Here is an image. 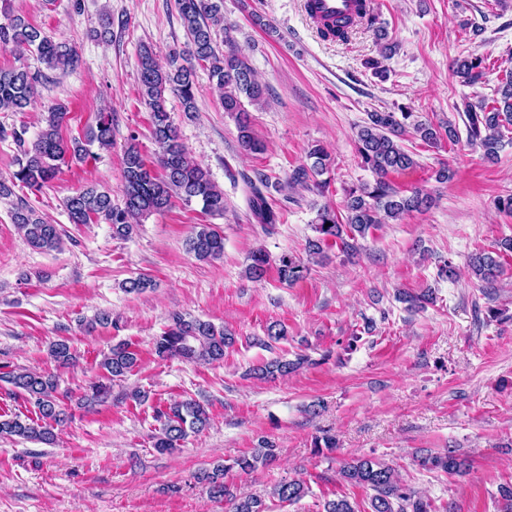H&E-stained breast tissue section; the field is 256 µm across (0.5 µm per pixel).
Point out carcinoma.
Instances as JSON below:
<instances>
[{
    "mask_svg": "<svg viewBox=\"0 0 512 512\" xmlns=\"http://www.w3.org/2000/svg\"><path fill=\"white\" fill-rule=\"evenodd\" d=\"M178 15L187 41L180 49H172L160 62L151 46H140L137 60L140 99L151 114V135L158 148L157 165L161 173L153 172L147 165L136 143L126 147L123 164L122 201L112 200V192L89 185L65 198L64 206L73 224H89L103 220L112 225V236L127 238L135 225L147 216L162 211L178 198L187 204L196 202L211 215H224V191L211 179L208 172L188 156L177 126L167 110V94L178 97L182 111L190 115L197 111V68L208 71L219 92L224 112L234 118L237 143L242 153L252 155L264 150L256 137L250 116L245 107L249 103L259 106L264 100V88L257 79L247 59L239 54L232 36V26L224 21V0H176ZM0 49L23 47L37 55L49 70L65 71L78 61V52L66 41H55L45 36L35 26L12 14L10 0H0ZM373 24L374 17L367 16L364 0H359L357 18L346 17L326 23L319 29L327 40L348 41L361 19ZM224 33V47L216 41L217 32ZM455 76L462 82L475 85L483 77V58L470 54L458 57L452 63ZM38 75L27 67H0V111H25L33 102ZM499 97L489 101L481 98L475 102H462L466 141L479 149L489 163L498 161L504 146V130L512 126V78L497 90ZM66 104H55L47 112L45 127L28 144L23 134L13 132L19 148L17 170L10 179H0V199L15 196L18 185L39 191L55 179L60 165L82 162L90 155V147H112V112L103 108L96 123L89 126L83 136L66 140L61 130L66 123ZM368 120L361 126L355 139L356 151L362 166L375 175L374 183L362 182L345 190L343 209L345 218L328 204L318 208L312 223L316 236L308 241V254L322 261L328 249L336 245L348 255L354 248L356 237H365L384 219L401 220L406 215L420 211L430 204V198L418 189L405 195L399 194L387 181L393 172H403L417 166L412 153L402 144L403 137L413 132L426 144L436 145L443 140L454 144L460 133L452 121L437 126L414 119V113L369 112ZM307 157L310 163L293 170L288 187H302L322 194L329 188L323 175L329 172L330 155L320 145L312 146ZM247 201L251 214L259 224H278L281 217L274 209L271 191L278 190V183L262 173L245 180ZM11 218L21 230L27 243L38 250L52 251L61 247L62 238L57 225L48 223L23 199L12 204ZM188 251L200 261L218 260L224 255V236L210 224H201L187 240ZM512 252V239L498 242L496 252H478L470 256L468 266L474 276L492 285L503 272L501 253ZM270 259L260 248L251 252L245 269L248 278H264ZM309 266L292 255L278 260V273L282 281L293 284L306 277ZM399 301L407 308L420 309L433 302L430 290L418 294L402 292ZM234 343V336L224 327L209 321L188 318L181 314L171 317V325L159 336L154 345L155 354L165 359L182 357L207 363L224 360V350ZM49 355L61 365L73 359L69 344L64 340L49 346ZM138 361L137 353L126 343L112 346L104 358L102 368L109 379L123 377L132 371ZM309 358L299 355L293 360L274 358L254 366L251 375L259 379L285 376L300 369ZM4 380L28 395L35 407L36 418L15 415L0 418V437L17 436L23 439L50 444L54 440L55 426L66 417V409L55 396L57 383L53 375L28 369L12 370ZM161 422L160 434L154 436V448L161 453H171L191 433L204 431L210 416L204 405L187 399L174 401L156 411ZM274 448L268 444L257 451L243 455L231 464L220 461L199 472L197 479L207 485L210 495L228 502L230 512H265L263 500L258 495L238 496L224 481V476L236 467L243 472H253L258 464L266 465L274 458ZM420 465L429 471L459 474L464 471L466 459L448 449L442 453L428 454ZM339 474L350 485L371 489V512H431L429 502L416 496L404 483L394 468L374 457H359L344 462ZM309 493V487L300 480L284 481L274 486L273 495L282 502H295Z\"/></svg>",
    "mask_w": 512,
    "mask_h": 512,
    "instance_id": "cac0c4a2",
    "label": "carcinoma"
}]
</instances>
